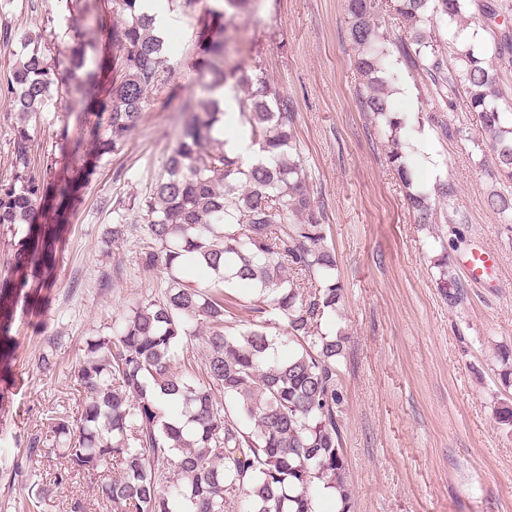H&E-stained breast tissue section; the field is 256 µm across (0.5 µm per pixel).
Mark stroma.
<instances>
[{
  "instance_id": "obj_1",
  "label": "stroma",
  "mask_w": 512,
  "mask_h": 512,
  "mask_svg": "<svg viewBox=\"0 0 512 512\" xmlns=\"http://www.w3.org/2000/svg\"><path fill=\"white\" fill-rule=\"evenodd\" d=\"M19 0L0 8V87L10 81L25 40L41 42L50 64L64 69L74 36L105 41L106 31L75 15L57 17L53 0ZM201 5L176 11L167 31L176 52L166 63V91L149 98L142 120L119 153L95 164L63 224L0 225V512H17L32 482L15 473L20 440L47 432L50 418L77 417L82 403L72 376L86 340L107 336L132 305L157 293L159 275L138 265L144 241L141 212L130 199L149 189L187 118L183 104L200 98L209 75L196 41ZM229 59L262 67L296 103L297 132L344 283L339 327L348 334L341 378L346 477L351 512H512V427L496 410L512 399L500 376V351L512 350V224L487 197L477 113L465 96L445 104L424 72L402 69L393 97L412 124L408 153L418 183L450 184L454 207L439 222L415 224L404 189L387 164L385 138L356 97L353 50L344 0H260L256 14L225 33ZM447 123L451 135L441 132ZM85 128L80 95L59 94L30 119L36 166L60 176L89 164L57 138L61 127ZM126 206L124 237L109 242L115 208ZM51 237V269L14 258L23 241ZM448 240L453 259L481 241L494 252L495 285L465 282L467 296L449 307L433 258ZM52 353L42 371L39 359ZM55 456L37 464L49 488L42 512H64L89 484L55 487Z\"/></svg>"
}]
</instances>
